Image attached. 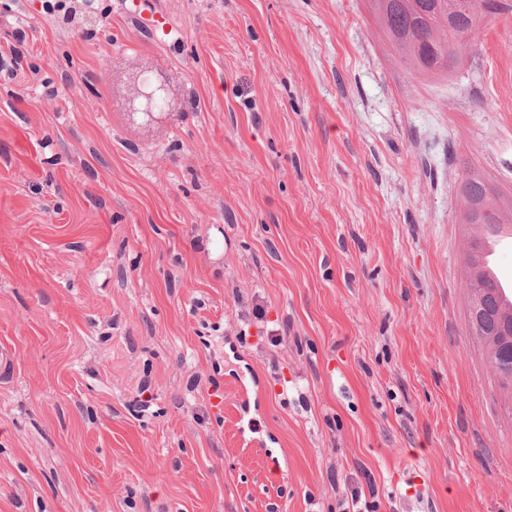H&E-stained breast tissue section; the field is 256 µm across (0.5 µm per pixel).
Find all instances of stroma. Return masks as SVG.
I'll return each mask as SVG.
<instances>
[{"label":"stroma","instance_id":"stroma-1","mask_svg":"<svg viewBox=\"0 0 512 512\" xmlns=\"http://www.w3.org/2000/svg\"><path fill=\"white\" fill-rule=\"evenodd\" d=\"M473 44L424 81L365 0H0V512H512L456 189L512 199V12ZM158 98H164L167 101L166 87L161 81L150 83L143 79L136 88L135 95L132 99L130 112L133 114H141L147 121L155 118V101Z\"/></svg>","mask_w":512,"mask_h":512}]
</instances>
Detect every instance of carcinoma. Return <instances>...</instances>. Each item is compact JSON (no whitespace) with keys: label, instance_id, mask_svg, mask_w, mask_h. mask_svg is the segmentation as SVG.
Here are the masks:
<instances>
[{"label":"carcinoma","instance_id":"cac0c4a2","mask_svg":"<svg viewBox=\"0 0 512 512\" xmlns=\"http://www.w3.org/2000/svg\"><path fill=\"white\" fill-rule=\"evenodd\" d=\"M475 0H373L372 16L386 34L395 56L415 73L442 78L458 66L460 52L468 46L479 25L501 12L512 11V0H487L478 10ZM458 195L464 203L463 220L471 222L463 257L479 265L480 309L487 317L506 318L512 324V300L503 302L496 281L485 269L483 242L504 224L512 223V205L503 208L499 197L474 169L463 163Z\"/></svg>","mask_w":512,"mask_h":512}]
</instances>
